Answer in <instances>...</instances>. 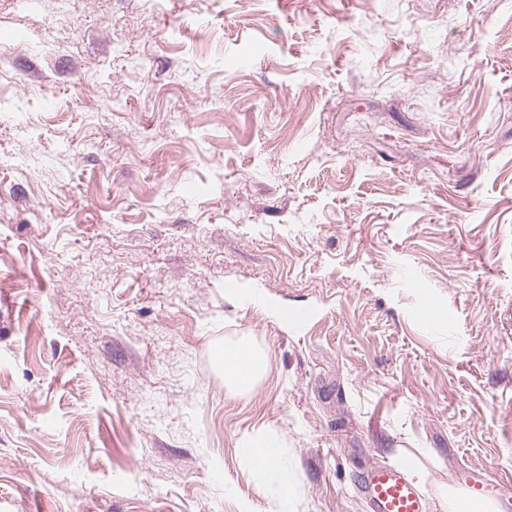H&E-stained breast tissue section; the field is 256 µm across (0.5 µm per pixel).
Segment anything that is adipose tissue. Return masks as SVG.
<instances>
[{"label": "adipose tissue", "instance_id": "obj_1", "mask_svg": "<svg viewBox=\"0 0 512 512\" xmlns=\"http://www.w3.org/2000/svg\"><path fill=\"white\" fill-rule=\"evenodd\" d=\"M221 363L225 384L238 393L251 391L267 370L266 354L246 341L225 347ZM238 448L241 458L267 482L277 512H288L290 501L301 493L302 487L288 469L278 466V439L267 434L248 435Z\"/></svg>", "mask_w": 512, "mask_h": 512}]
</instances>
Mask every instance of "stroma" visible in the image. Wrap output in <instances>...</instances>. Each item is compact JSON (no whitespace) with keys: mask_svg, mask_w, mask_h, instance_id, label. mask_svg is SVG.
<instances>
[{"mask_svg":"<svg viewBox=\"0 0 512 512\" xmlns=\"http://www.w3.org/2000/svg\"><path fill=\"white\" fill-rule=\"evenodd\" d=\"M16 31L0 512H273L258 431L290 512L403 458L430 512L512 475V0H0ZM221 363L225 384L237 393L251 391L267 370L266 354L247 341L224 346ZM280 443L272 435H248L238 444L239 454L268 484L278 512H288L290 501L301 492L302 487L293 474L277 465Z\"/></svg>","mask_w":512,"mask_h":512,"instance_id":"35a3bbf8","label":"stroma"}]
</instances>
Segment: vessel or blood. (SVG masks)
I'll list each match as a JSON object with an SVG mask.
<instances>
[{"mask_svg": "<svg viewBox=\"0 0 512 512\" xmlns=\"http://www.w3.org/2000/svg\"><path fill=\"white\" fill-rule=\"evenodd\" d=\"M408 461L380 463L367 467L357 487L371 512H427L425 496L410 478ZM473 500H491L512 505V477L498 475L486 468H474L457 478Z\"/></svg>", "mask_w": 512, "mask_h": 512, "instance_id": "b4317fda", "label": "vessel or blood"}]
</instances>
